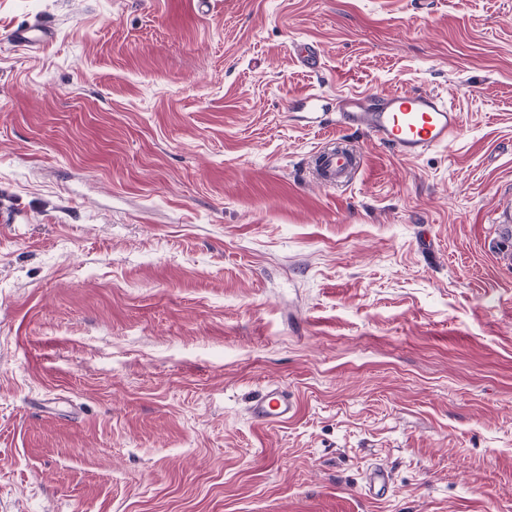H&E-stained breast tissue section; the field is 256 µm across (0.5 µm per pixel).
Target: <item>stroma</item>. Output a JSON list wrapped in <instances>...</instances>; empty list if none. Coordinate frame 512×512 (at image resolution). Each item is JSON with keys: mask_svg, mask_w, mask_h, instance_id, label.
I'll return each instance as SVG.
<instances>
[{"mask_svg": "<svg viewBox=\"0 0 512 512\" xmlns=\"http://www.w3.org/2000/svg\"><path fill=\"white\" fill-rule=\"evenodd\" d=\"M350 90L463 129L401 159ZM0 213V512H512V0H0ZM337 111V125L367 134L405 159L447 146L462 126L456 106L431 92L354 91L337 102ZM356 165L354 150L337 144L319 153L316 171L323 184L335 186L337 183L347 181ZM297 400L288 387L269 385L251 402L248 412L262 425L283 424L294 416ZM390 486L391 477L386 468L378 466L370 468L365 486L368 496L382 499L388 493Z\"/></svg>", "mask_w": 512, "mask_h": 512, "instance_id": "stroma-1", "label": "stroma"}]
</instances>
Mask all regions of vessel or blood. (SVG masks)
Returning <instances> with one entry per match:
<instances>
[{"label": "vessel or blood", "mask_w": 512, "mask_h": 512, "mask_svg": "<svg viewBox=\"0 0 512 512\" xmlns=\"http://www.w3.org/2000/svg\"><path fill=\"white\" fill-rule=\"evenodd\" d=\"M336 123L369 135L398 157L416 159L455 140L462 120L456 106L435 93L354 91L338 101ZM356 165L353 149L339 144L319 153L316 171L323 184L333 186L347 181ZM296 410L294 393L281 385L267 386L248 408L250 416L263 425L286 423ZM390 486L386 468H370L366 491L371 498L385 497Z\"/></svg>", "instance_id": "b4317fda"}]
</instances>
